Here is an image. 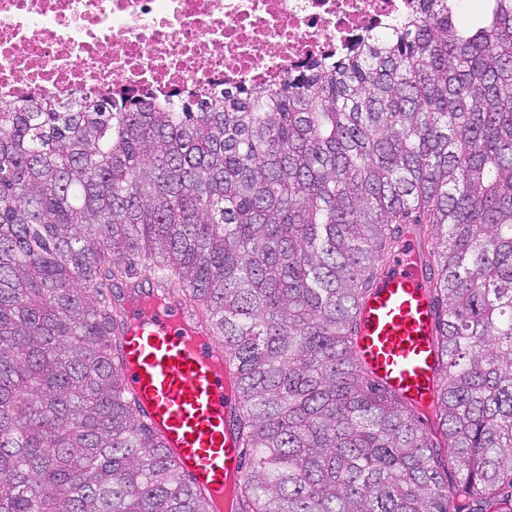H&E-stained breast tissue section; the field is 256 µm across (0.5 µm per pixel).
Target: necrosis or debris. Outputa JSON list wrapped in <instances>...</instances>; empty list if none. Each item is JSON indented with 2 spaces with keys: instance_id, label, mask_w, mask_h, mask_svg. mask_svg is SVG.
I'll list each match as a JSON object with an SVG mask.
<instances>
[{
  "instance_id": "obj_1",
  "label": "necrosis or debris",
  "mask_w": 512,
  "mask_h": 512,
  "mask_svg": "<svg viewBox=\"0 0 512 512\" xmlns=\"http://www.w3.org/2000/svg\"><path fill=\"white\" fill-rule=\"evenodd\" d=\"M415 0H0V97L178 95L286 73L386 32Z\"/></svg>"
}]
</instances>
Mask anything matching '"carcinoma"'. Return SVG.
I'll use <instances>...</instances> for the list:
<instances>
[{"mask_svg": "<svg viewBox=\"0 0 512 512\" xmlns=\"http://www.w3.org/2000/svg\"><path fill=\"white\" fill-rule=\"evenodd\" d=\"M460 2L272 87L0 100V512H210L126 388L137 265L236 370L234 512H512V0ZM405 224L432 427L354 347Z\"/></svg>", "mask_w": 512, "mask_h": 512, "instance_id": "carcinoma-1", "label": "carcinoma"}]
</instances>
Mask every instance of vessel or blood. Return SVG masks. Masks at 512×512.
Instances as JSON below:
<instances>
[{
  "label": "vessel or blood",
  "mask_w": 512,
  "mask_h": 512,
  "mask_svg": "<svg viewBox=\"0 0 512 512\" xmlns=\"http://www.w3.org/2000/svg\"><path fill=\"white\" fill-rule=\"evenodd\" d=\"M425 249L406 233L399 253L362 303L355 351L380 384L424 408L437 385L438 309L424 267ZM123 367L141 417L180 474L204 496L224 497V477L242 474L228 393L229 366H216L218 340L181 305L142 296L127 310Z\"/></svg>",
  "instance_id": "1"
}]
</instances>
